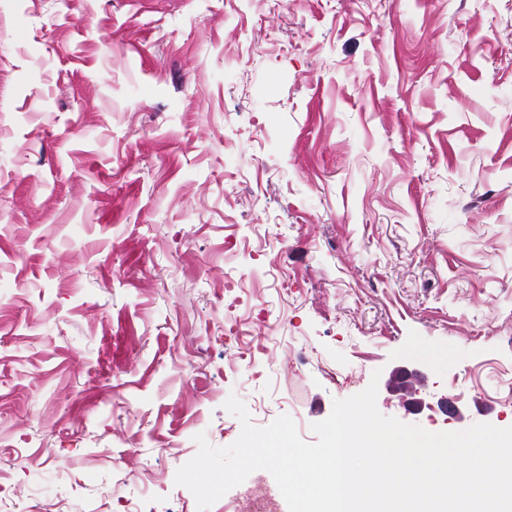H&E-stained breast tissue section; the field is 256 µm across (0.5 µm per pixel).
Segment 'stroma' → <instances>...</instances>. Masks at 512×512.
Returning a JSON list of instances; mask_svg holds the SVG:
<instances>
[{"mask_svg":"<svg viewBox=\"0 0 512 512\" xmlns=\"http://www.w3.org/2000/svg\"><path fill=\"white\" fill-rule=\"evenodd\" d=\"M399 366L512 426V0H0V512H197L229 396Z\"/></svg>","mask_w":512,"mask_h":512,"instance_id":"obj_1","label":"stroma"}]
</instances>
